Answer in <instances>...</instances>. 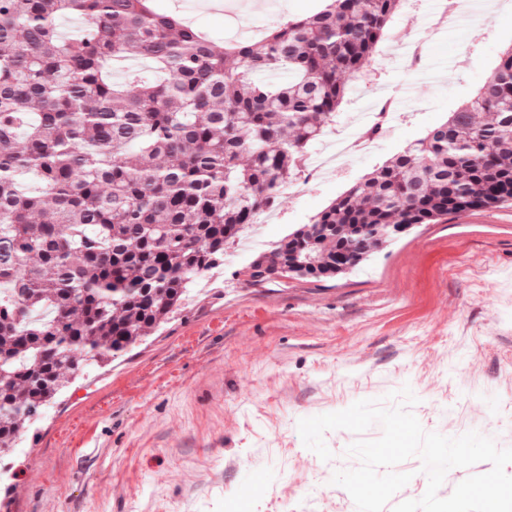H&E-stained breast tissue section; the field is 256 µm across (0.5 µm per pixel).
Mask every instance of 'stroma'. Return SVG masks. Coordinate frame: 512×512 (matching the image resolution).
I'll list each match as a JSON object with an SVG mask.
<instances>
[{
  "mask_svg": "<svg viewBox=\"0 0 512 512\" xmlns=\"http://www.w3.org/2000/svg\"><path fill=\"white\" fill-rule=\"evenodd\" d=\"M218 42L253 38L321 0H153ZM442 0H408L388 25L421 61H379L348 94L335 128L309 148L331 156L364 132L375 101L398 115L341 172L295 180L181 311L112 361L85 371L15 453L6 512H356L334 485L359 466L356 434L329 430L331 460L305 447L300 419L384 401L410 388L423 429L470 431L512 448V205L420 224L354 270L317 281L254 282L247 270L355 182L444 123L512 46V0L444 35Z\"/></svg>",
  "mask_w": 512,
  "mask_h": 512,
  "instance_id": "stroma-1",
  "label": "stroma"
}]
</instances>
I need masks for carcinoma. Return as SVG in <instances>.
Wrapping results in <instances>:
<instances>
[{
    "label": "carcinoma",
    "mask_w": 512,
    "mask_h": 512,
    "mask_svg": "<svg viewBox=\"0 0 512 512\" xmlns=\"http://www.w3.org/2000/svg\"><path fill=\"white\" fill-rule=\"evenodd\" d=\"M404 0H329L217 44L149 0H0V464L301 173ZM83 26L64 35L61 18ZM150 76L118 80L130 52ZM288 71L273 83L260 75ZM512 202V46L478 93L250 276L331 279L416 224Z\"/></svg>",
    "instance_id": "carcinoma-1"
}]
</instances>
